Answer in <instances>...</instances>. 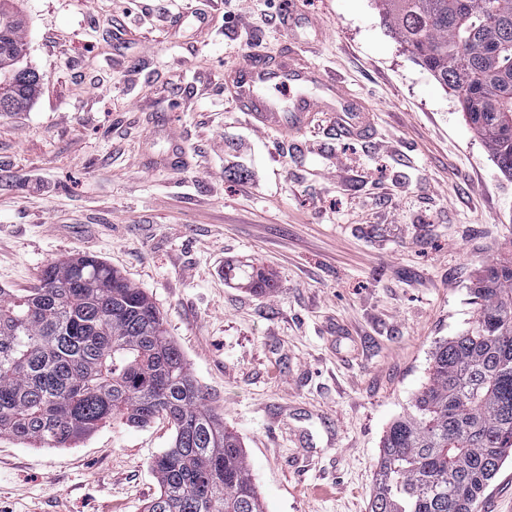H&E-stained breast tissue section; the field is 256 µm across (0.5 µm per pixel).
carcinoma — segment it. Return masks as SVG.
<instances>
[{"mask_svg":"<svg viewBox=\"0 0 512 512\" xmlns=\"http://www.w3.org/2000/svg\"><path fill=\"white\" fill-rule=\"evenodd\" d=\"M412 59L458 97L466 122L512 178V0H375ZM14 0H0V111L25 112L41 76ZM478 271L471 327L435 350L409 412L381 440L370 512H476L512 454V240ZM257 294L260 268L230 269ZM163 418L145 512H264L243 443L207 401L143 289L82 255L39 285L0 288V438L68 448L102 424Z\"/></svg>","mask_w":512,"mask_h":512,"instance_id":"cac0c4a2","label":"carcinoma"}]
</instances>
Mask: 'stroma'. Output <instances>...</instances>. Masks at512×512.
<instances>
[{
	"label": "stroma",
	"mask_w": 512,
	"mask_h": 512,
	"mask_svg": "<svg viewBox=\"0 0 512 512\" xmlns=\"http://www.w3.org/2000/svg\"><path fill=\"white\" fill-rule=\"evenodd\" d=\"M282 0H21L29 111L0 114V288L93 255L143 288L240 436L264 512H369L381 438L474 320L512 179L374 0H303L305 58L373 113L253 128L224 71L282 51ZM254 265L274 289L229 278ZM172 428L0 439V512H143Z\"/></svg>",
	"instance_id": "obj_1"
}]
</instances>
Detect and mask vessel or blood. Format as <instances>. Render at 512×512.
<instances>
[{"label": "vessel or blood", "instance_id": "1", "mask_svg": "<svg viewBox=\"0 0 512 512\" xmlns=\"http://www.w3.org/2000/svg\"><path fill=\"white\" fill-rule=\"evenodd\" d=\"M224 83L250 120L265 128L300 133L314 113L325 112L340 137L364 140L373 134L371 112L295 49L248 59L227 70Z\"/></svg>", "mask_w": 512, "mask_h": 512}]
</instances>
